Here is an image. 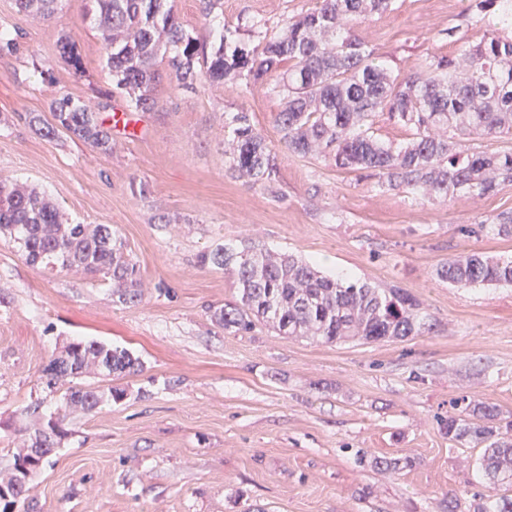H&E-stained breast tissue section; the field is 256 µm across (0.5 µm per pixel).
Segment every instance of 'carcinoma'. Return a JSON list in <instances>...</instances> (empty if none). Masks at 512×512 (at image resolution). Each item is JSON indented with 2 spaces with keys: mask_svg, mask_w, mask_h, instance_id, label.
Instances as JSON below:
<instances>
[{
  "mask_svg": "<svg viewBox=\"0 0 512 512\" xmlns=\"http://www.w3.org/2000/svg\"><path fill=\"white\" fill-rule=\"evenodd\" d=\"M59 0H16L19 10L46 17ZM393 0H318V7L288 23L284 35L258 36L250 49L230 46L224 29L211 49L187 33L173 0H90L116 88L135 109L149 105L157 78V58L182 81L200 73L213 83L240 77L256 85L271 77L286 93V106L274 122L288 150L300 155L333 154L336 167L372 170L381 185L413 196H478L512 183V151L463 152L456 138L512 136V0H475L478 21L492 20L480 41L463 50L470 60L467 77H455L457 61L429 55L418 70L399 77L341 22L390 10ZM61 58L84 73L76 41L59 37ZM289 67H284L285 63ZM411 131L399 147L374 133L380 114ZM53 123L46 134L65 133L105 151L111 133L95 108L69 95L51 104ZM235 147L232 168L257 184L271 179L275 152L251 123L248 113L232 117ZM0 236L18 243L29 262L46 268L80 266L112 282L123 302L138 297L137 263L108 224H68L58 208L35 188L0 179ZM201 262L233 272L238 299L213 312L231 333H248L266 322L282 336H306L318 342L341 339L377 342L418 336L432 324L418 300L402 288L382 289L367 281L331 277L302 258L255 245L226 244ZM437 275L457 285H512V262L479 253L448 259ZM125 350L99 342L67 343L47 369L49 383L67 385L68 408L93 410L119 400L124 390L85 388L74 383L90 370L119 377L134 370ZM448 437L481 449L478 472L489 493L478 495L473 512H512V421L501 423L499 410L470 402L441 421ZM35 438L13 455L10 472L0 480V512H16L27 496L9 494L18 478L25 489L42 468L60 434V418L49 417Z\"/></svg>",
  "mask_w": 512,
  "mask_h": 512,
  "instance_id": "1",
  "label": "carcinoma"
}]
</instances>
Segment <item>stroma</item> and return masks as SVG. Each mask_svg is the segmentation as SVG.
<instances>
[{"label":"stroma","instance_id":"obj_1","mask_svg":"<svg viewBox=\"0 0 512 512\" xmlns=\"http://www.w3.org/2000/svg\"><path fill=\"white\" fill-rule=\"evenodd\" d=\"M215 22L201 0H175L186 31L218 41L236 28L287 30L317 0H222ZM473 0H395L351 31L393 74L430 54H459L484 29ZM0 30L18 48L0 54V178L37 186L72 224H108L131 249L143 288L119 302L110 281L81 269L30 263L0 238V475L39 405L55 412L62 388L44 373L67 342L98 341L139 361L125 376L80 385L123 389L95 411L67 412L64 434L30 491V512H448L485 492L479 449L441 425L463 402L512 419V286H454L436 275L472 252L512 261V233L493 222L512 211V183L483 197L419 199L380 186L330 156L288 151L274 125L285 106L275 82H182L157 62L153 104L117 93L88 0H62L52 18L0 0ZM72 33L85 73L60 58ZM112 135L100 152L45 134L50 104L97 103ZM249 113L276 153L270 182L229 164V122ZM253 241L320 264L324 274L398 286L434 321L421 336L322 344L267 324L228 333L211 312L234 302V276L201 265L224 243ZM398 460L397 469L379 466Z\"/></svg>","mask_w":512,"mask_h":512}]
</instances>
